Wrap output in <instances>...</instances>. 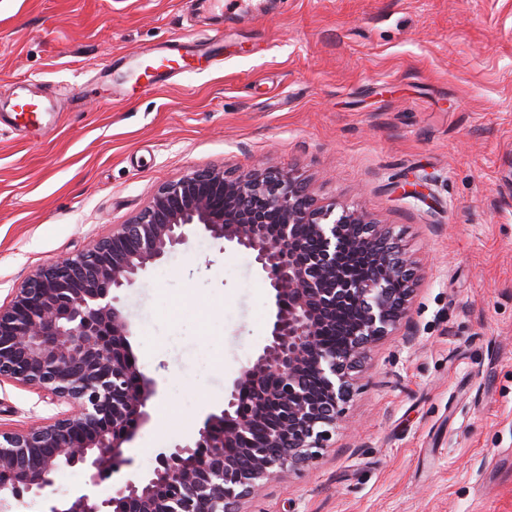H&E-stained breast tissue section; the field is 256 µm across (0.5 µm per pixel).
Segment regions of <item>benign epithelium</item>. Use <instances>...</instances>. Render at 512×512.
<instances>
[{
  "label": "benign epithelium",
  "instance_id": "benign-epithelium-1",
  "mask_svg": "<svg viewBox=\"0 0 512 512\" xmlns=\"http://www.w3.org/2000/svg\"><path fill=\"white\" fill-rule=\"evenodd\" d=\"M317 205L290 171L194 170L153 194L130 222L34 271L0 305V382L70 406L19 430L0 429V512L51 495L61 464L96 479L129 464L123 445L149 419L157 381L140 371L130 321L114 292L186 243L193 227L255 254L273 290L272 328L225 389L195 439L162 448L153 475L106 499L49 500L47 512H239L266 484L313 462L342 421L350 372L365 350L408 322L413 261L389 225L361 208ZM372 269L348 278L343 256ZM348 338L323 341L341 308Z\"/></svg>",
  "mask_w": 512,
  "mask_h": 512
}]
</instances>
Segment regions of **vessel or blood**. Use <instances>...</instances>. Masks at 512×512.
Listing matches in <instances>:
<instances>
[{
	"instance_id": "b4317fda",
	"label": "vessel or blood",
	"mask_w": 512,
	"mask_h": 512,
	"mask_svg": "<svg viewBox=\"0 0 512 512\" xmlns=\"http://www.w3.org/2000/svg\"><path fill=\"white\" fill-rule=\"evenodd\" d=\"M132 62L134 89L146 90L168 80L171 76L197 73L201 70L194 54L188 50L186 42L179 36L172 37L151 53L133 56ZM134 89H119L116 96L121 100L131 99ZM53 109L50 101L20 97L15 101L10 121L13 125L41 133L46 129L43 116Z\"/></svg>"
}]
</instances>
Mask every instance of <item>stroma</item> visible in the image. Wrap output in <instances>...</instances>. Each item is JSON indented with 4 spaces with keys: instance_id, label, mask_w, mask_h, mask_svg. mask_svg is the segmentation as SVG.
<instances>
[{
    "instance_id": "obj_1",
    "label": "stroma",
    "mask_w": 512,
    "mask_h": 512,
    "mask_svg": "<svg viewBox=\"0 0 512 512\" xmlns=\"http://www.w3.org/2000/svg\"><path fill=\"white\" fill-rule=\"evenodd\" d=\"M224 32V64L130 101V57ZM51 99L39 137L0 125V304L192 170L291 169L319 202L391 224L421 280L410 322L366 353L346 424L242 512H512V0H0V111ZM421 194H412L413 185ZM209 304V326L172 302ZM253 255L189 232L118 293L133 352L191 418L143 425L130 466H61L55 499H104L191 441L270 333ZM210 344H202V334ZM223 357L204 365L207 353ZM0 384V427L57 414Z\"/></svg>"
}]
</instances>
